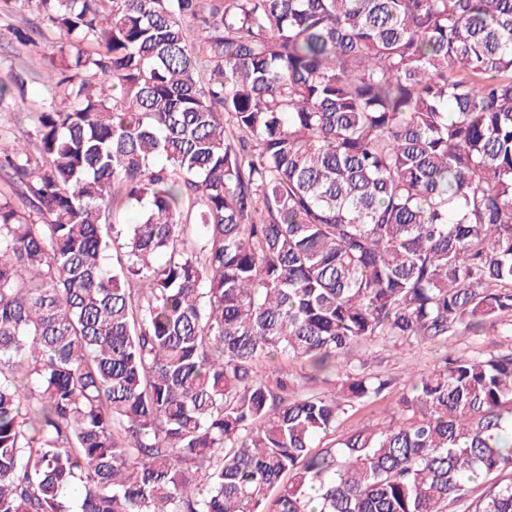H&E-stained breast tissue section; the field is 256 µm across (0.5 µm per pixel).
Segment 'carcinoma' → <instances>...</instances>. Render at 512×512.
I'll return each mask as SVG.
<instances>
[{
    "mask_svg": "<svg viewBox=\"0 0 512 512\" xmlns=\"http://www.w3.org/2000/svg\"><path fill=\"white\" fill-rule=\"evenodd\" d=\"M202 2L0 7L63 36L0 140V512H512V350L323 445L353 347L512 317V0ZM40 80H28L23 96L16 92L14 97L0 101V136L8 135L23 140L27 150L35 159L39 156L38 141L29 122V112L40 109L42 100L47 97ZM278 365L282 370L288 371L290 377L295 381L305 383L307 386L315 389L316 391H329L333 386L331 384L322 382L321 379L311 382L304 377L309 376V371L306 366L301 365L300 362L292 361L291 359H278Z\"/></svg>",
    "mask_w": 512,
    "mask_h": 512,
    "instance_id": "cac0c4a2",
    "label": "carcinoma"
}]
</instances>
